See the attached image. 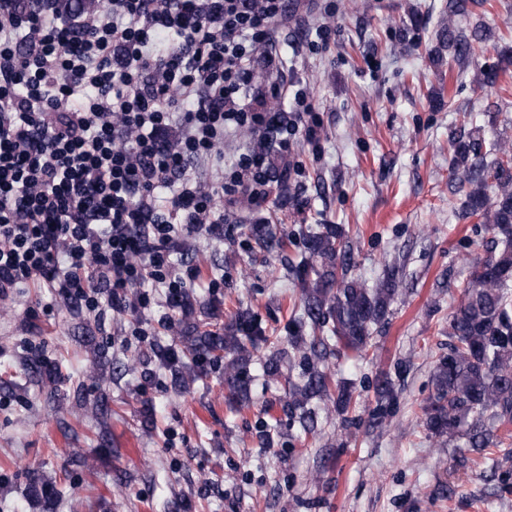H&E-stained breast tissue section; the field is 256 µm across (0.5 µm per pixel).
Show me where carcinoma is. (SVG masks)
I'll return each instance as SVG.
<instances>
[{"label":"carcinoma","instance_id":"cac0c4a2","mask_svg":"<svg viewBox=\"0 0 512 512\" xmlns=\"http://www.w3.org/2000/svg\"><path fill=\"white\" fill-rule=\"evenodd\" d=\"M76 20L98 9L108 0H20L28 11L36 6ZM478 34L467 37L448 28V52L459 63L475 51ZM480 143L457 140L452 144L450 166L468 183L467 214L477 218L496 236V247L488 258L472 266L463 298L448 319V354L442 356L434 373V391L424 406V424L438 437L452 441L460 436L467 445L490 460L499 440L485 426V416L499 424L512 423V150L493 146L494 158L478 160ZM494 193H489L490 188ZM305 260L295 267L301 298L293 322L297 334L289 337L290 350L275 349L263 364L267 381L283 375V368L298 364L300 372L288 380L286 407L301 435L317 432L312 401L336 396V408L345 412L356 405L352 386L336 380L325 368L326 358L339 351L363 353L372 331L387 319L399 291L403 270L387 267L374 286L367 288L351 275L353 248L338 224L303 234ZM185 352L163 350L158 358L179 391L199 379L200 359H226L224 381L231 407L250 400L253 377L250 364L255 353L272 345L259 321L239 311L230 331L213 329L188 337ZM377 413L384 415L396 395L390 378L376 387ZM29 497L40 512H54L62 491L57 482L42 477L31 479Z\"/></svg>","mask_w":512,"mask_h":512}]
</instances>
